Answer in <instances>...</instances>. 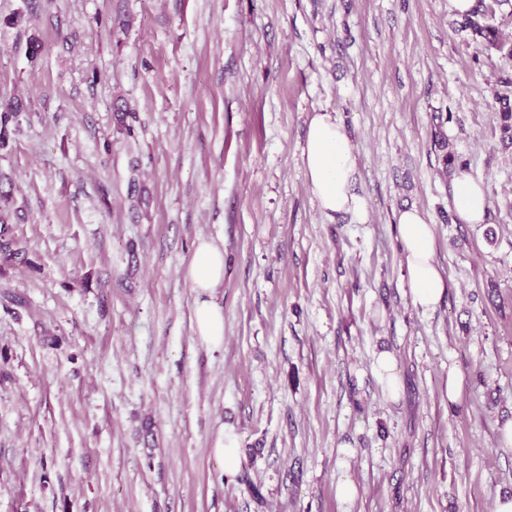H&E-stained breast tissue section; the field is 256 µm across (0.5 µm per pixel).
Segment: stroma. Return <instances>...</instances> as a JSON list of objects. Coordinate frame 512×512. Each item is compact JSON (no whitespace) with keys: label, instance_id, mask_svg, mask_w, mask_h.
I'll list each match as a JSON object with an SVG mask.
<instances>
[{"label":"stroma","instance_id":"35a3bbf8","mask_svg":"<svg viewBox=\"0 0 512 512\" xmlns=\"http://www.w3.org/2000/svg\"><path fill=\"white\" fill-rule=\"evenodd\" d=\"M504 95L512 57L481 52L448 0H0V108L25 106L0 149L24 248L0 263V512H493L512 495ZM325 111L357 217L323 215L305 175ZM438 130L485 223L454 222ZM411 206L450 283L428 312L397 239ZM200 238L224 250L217 348L184 277ZM373 373L389 397L398 396L399 375L396 359L390 351L383 349L376 353ZM239 442L232 432H225L224 443L219 444L216 451L224 455V471L234 474L240 465Z\"/></svg>","mask_w":512,"mask_h":512}]
</instances>
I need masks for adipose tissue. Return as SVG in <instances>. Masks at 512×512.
<instances>
[{"mask_svg":"<svg viewBox=\"0 0 512 512\" xmlns=\"http://www.w3.org/2000/svg\"><path fill=\"white\" fill-rule=\"evenodd\" d=\"M305 175L320 210L326 216L360 213L362 202L353 191L355 159L349 138L336 116L314 113L302 150ZM489 204L483 184L468 173H459L453 208L466 224L484 223ZM397 234L405 258L411 300L422 311H431L446 295L449 284L434 260V231L426 215L417 208L400 210ZM184 277L193 288L206 293L195 309V331L199 339L217 346L224 341V308L210 299L224 280V251L213 241L199 240L193 261Z\"/></svg>","mask_w":512,"mask_h":512,"instance_id":"obj_1","label":"adipose tissue"}]
</instances>
